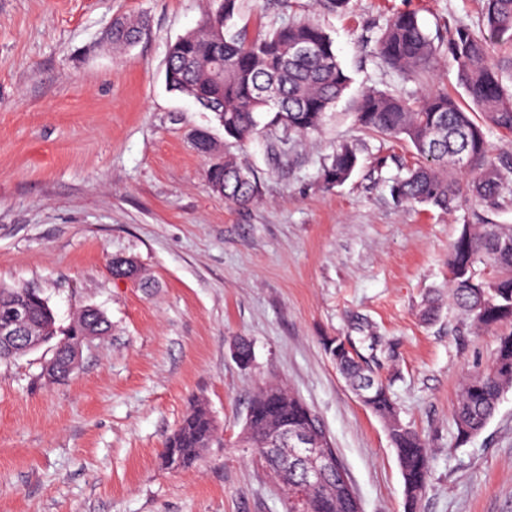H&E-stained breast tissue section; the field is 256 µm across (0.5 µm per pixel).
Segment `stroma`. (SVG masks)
I'll list each match as a JSON object with an SVG mask.
<instances>
[{
	"instance_id": "35a3bbf8",
	"label": "stroma",
	"mask_w": 512,
	"mask_h": 512,
	"mask_svg": "<svg viewBox=\"0 0 512 512\" xmlns=\"http://www.w3.org/2000/svg\"><path fill=\"white\" fill-rule=\"evenodd\" d=\"M208 0H0V284L39 292L60 325L86 306L111 332L83 344L69 379L48 381L52 345L0 362V512H284L283 496L236 437L255 387L279 382L318 414L363 512H405L396 452L324 349L341 337L389 383L399 417L425 441L431 473L417 512H512V390L485 429L459 436L463 379L488 368L498 330L448 302V247L463 212L398 202L414 162L403 141L359 127L362 91L465 92L440 60L415 79L384 66L373 39L413 11L431 36L477 24L482 0H241L249 35L306 18L335 41L353 82L319 133L234 152L260 180L239 207L214 192L192 142L213 113L169 91L170 45ZM146 15L139 43L113 49V18ZM359 163L336 187L324 162L341 144ZM134 258L147 285L113 276ZM438 300L431 322L423 304ZM252 346L242 366L237 340ZM205 403L218 434L198 463L162 467L166 437Z\"/></svg>"
}]
</instances>
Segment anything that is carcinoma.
Segmentation results:
<instances>
[{"label":"carcinoma","instance_id":"obj_1","mask_svg":"<svg viewBox=\"0 0 512 512\" xmlns=\"http://www.w3.org/2000/svg\"><path fill=\"white\" fill-rule=\"evenodd\" d=\"M202 24L173 43L166 62V84L173 92L193 98L214 113L224 135L244 143L266 132L280 143L288 135L320 130L328 112L353 82L336 55L334 40L310 21L284 22L263 36L250 37L237 27L239 0H213ZM481 28L465 22L448 28L442 44L434 43L412 12L394 14L376 38L375 50L388 66L417 76L431 71L441 52L456 67L464 89L481 120L448 92L426 89L410 98L367 90L356 101L354 117L361 127L400 139L413 148L416 162L393 179L392 195L399 201L453 213L469 201L496 209L512 201V157L487 160L486 129L512 135V94L492 61L496 45H512V0H484ZM147 19L117 18L109 38L115 48L130 47L146 30ZM359 162L356 148L341 145L321 170L325 186L349 179ZM212 189L237 206H247L260 194L253 169L231 153L224 166L208 168ZM112 274L135 278L136 262L112 260ZM448 288L454 305L476 330L502 329L493 365L466 376L453 407L458 434H479L494 416L503 393L512 388V225L482 218L464 223L448 253ZM21 307L30 325L45 336L70 345L89 333L105 335L110 322L96 308H83L65 329L47 301L23 287H0V320ZM338 371L356 391L367 392L364 405L385 424L403 477L407 512L426 488L430 457L418 433L397 415L387 384L366 372L344 341L325 345ZM314 411L287 387L260 384L250 399L237 435L243 448H260L282 426L307 423ZM216 425L208 409L197 404L167 437L160 459L169 469L194 465L215 439ZM341 460L324 481L310 489L307 507L295 501L294 486L302 481L300 466L288 463L280 475L285 512H355V495Z\"/></svg>","mask_w":512,"mask_h":512}]
</instances>
